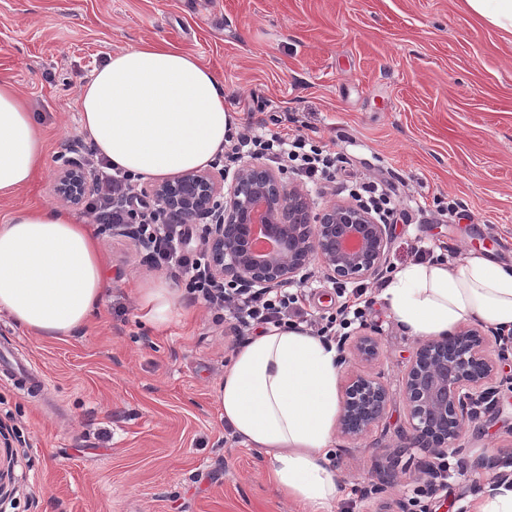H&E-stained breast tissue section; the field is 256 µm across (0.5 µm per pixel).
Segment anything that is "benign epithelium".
Wrapping results in <instances>:
<instances>
[{"label": "benign epithelium", "mask_w": 512, "mask_h": 512, "mask_svg": "<svg viewBox=\"0 0 512 512\" xmlns=\"http://www.w3.org/2000/svg\"><path fill=\"white\" fill-rule=\"evenodd\" d=\"M224 173L192 170L150 185V195L171 223L203 222L207 271L219 290L229 283L244 292L297 285L310 256L317 255L328 278L355 281L376 277L387 258L389 227L377 223L358 204L332 202L310 223L311 203L303 189L285 184L257 162L238 170L224 187ZM95 188V175L82 156L67 157L56 176L55 191L65 203L78 207ZM266 225L279 247L258 253L252 245L254 216ZM489 337L479 328L464 327L446 336L419 341L406 367L402 397L409 429L400 434V447L417 448L424 460L426 486L441 484L435 458L464 452L461 440L478 407L496 394V362L488 354ZM369 360L378 352L374 336L364 333L338 340V360L345 349ZM392 395L380 379L356 375L349 379L337 419L341 436L359 441L383 419ZM11 458H0V496L14 481Z\"/></svg>", "instance_id": "1"}]
</instances>
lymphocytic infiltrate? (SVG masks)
I'll return each instance as SVG.
<instances>
[{"mask_svg":"<svg viewBox=\"0 0 512 512\" xmlns=\"http://www.w3.org/2000/svg\"><path fill=\"white\" fill-rule=\"evenodd\" d=\"M225 145V161L238 164L264 158L290 169L293 175L317 191L335 182L342 171L338 153L285 129L269 134L261 124L234 127L228 130ZM91 167L97 173V187L83 202L85 212L100 224L137 225L140 236L153 245L152 260L156 266L177 270L190 294L202 296L206 302L224 308L242 325L264 327L302 323L313 335L326 338L334 329H346L363 320L365 309L361 298L364 289L358 284L351 288L350 302L344 303L336 316L324 323L308 318L294 292L282 289L272 294H243L229 286L220 293L213 291L204 273L203 251L182 247L184 226L167 223L156 207L134 206L135 175L110 169L108 163L99 158L93 159ZM357 197L376 219L384 223L395 219L402 204L400 195L381 175L360 183Z\"/></svg>","mask_w":512,"mask_h":512,"instance_id":"obj_1","label":"lymphocytic infiltrate"}]
</instances>
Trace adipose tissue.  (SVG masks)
I'll return each mask as SVG.
<instances>
[{
    "label": "adipose tissue",
    "instance_id": "obj_1",
    "mask_svg": "<svg viewBox=\"0 0 512 512\" xmlns=\"http://www.w3.org/2000/svg\"><path fill=\"white\" fill-rule=\"evenodd\" d=\"M78 102L98 154L146 179L207 166L236 122L224 108L222 78L165 41L109 54L81 85ZM45 166L41 126L0 77V200ZM105 290L102 243L72 212L20 207L0 221V311L22 327L41 337L74 335ZM381 297L416 336H443L464 320L512 329V266L478 254L401 266ZM139 302L159 322L184 305L163 279L141 288ZM216 400L242 443L265 457L281 493L307 512H332L340 495L327 453L340 409L334 346L301 325L269 327L234 353Z\"/></svg>",
    "mask_w": 512,
    "mask_h": 512
}]
</instances>
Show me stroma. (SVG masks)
Returning <instances> with one entry per match:
<instances>
[{
  "mask_svg": "<svg viewBox=\"0 0 512 512\" xmlns=\"http://www.w3.org/2000/svg\"><path fill=\"white\" fill-rule=\"evenodd\" d=\"M145 39L194 54L224 78L238 125L282 121L329 145L348 173H384L404 191L383 272L366 279L370 307L351 335L378 340L375 358L348 354L339 381L381 377L394 397L364 440L334 436L340 484L333 512H477L494 475L477 459L512 456V352L499 357L495 406L471 424L464 452L447 457L444 488L428 492L418 449L399 453L396 484L372 493L408 427L399 393L418 339L381 300L380 286L421 248L456 262L470 253L512 265V37L464 0H0V75L42 126L48 168L15 198L60 205L59 157L90 148L78 88L113 52ZM455 201L460 217L438 215ZM107 293L75 335L43 338L0 312V429L10 434L15 482L0 512H304L269 480L261 455L226 426L215 387L249 339L201 301L155 324L137 290L164 278L128 237L96 225ZM302 293L306 312L335 314L344 298L318 257ZM40 367L43 387L20 368ZM396 451V450H395Z\"/></svg>",
  "mask_w": 512,
  "mask_h": 512,
  "instance_id": "1",
  "label": "stroma"
}]
</instances>
